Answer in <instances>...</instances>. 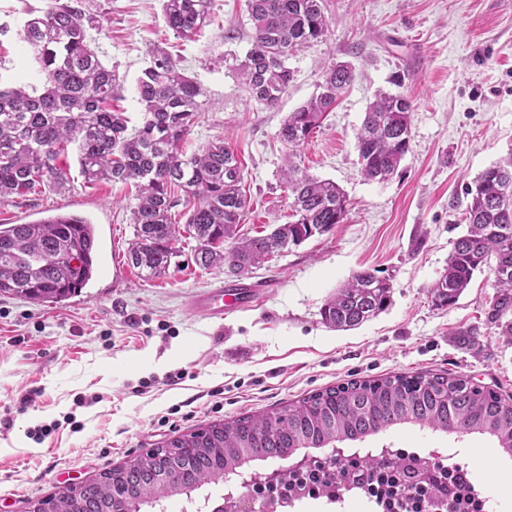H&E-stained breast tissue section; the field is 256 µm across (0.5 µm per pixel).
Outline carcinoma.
Instances as JSON below:
<instances>
[{
	"label": "carcinoma",
	"mask_w": 512,
	"mask_h": 512,
	"mask_svg": "<svg viewBox=\"0 0 512 512\" xmlns=\"http://www.w3.org/2000/svg\"><path fill=\"white\" fill-rule=\"evenodd\" d=\"M168 27L180 38L207 22L209 0H161ZM254 36L237 73L250 97L273 107L287 92L288 56L329 32L324 0H249ZM94 17L85 0H52L41 16L25 21L21 40L45 81L40 94L24 87L0 88V203L36 190L70 184L69 148L87 184L135 181V240L131 264L156 277L178 256L180 237L196 242L194 261L228 267L243 277L267 256L342 223L348 213L344 191L314 177L296 162L299 148L353 81L351 65L324 74L322 91L288 113L278 137L288 150L283 185L291 221L266 235L239 237L248 200L244 167L224 138L191 156L182 143L203 111L204 89L162 49L137 79L141 124L128 128L125 113L112 107L123 80L104 66L90 46ZM411 103L402 94L379 92L366 108L356 134L361 172L385 182L410 151ZM466 233L455 243L448 265L432 285L436 305L456 304L475 271L490 269L494 294L488 324L512 343V153L482 171L467 186ZM183 206L185 222L172 221ZM231 241L229 250L224 242ZM95 236L90 222L56 213L31 224H0V295L60 303L78 294L94 272ZM391 284L372 270L353 274L324 302L325 325L352 329L383 311ZM403 424L444 433L488 435L512 456V399L462 376L393 375L350 380L317 391L288 406L210 424L168 442L190 454L160 478L158 449L88 481L75 495L49 497L54 512H121L133 495L152 509L175 495L224 480L228 471L255 461L286 459L301 448H329Z\"/></svg>",
	"instance_id": "carcinoma-1"
}]
</instances>
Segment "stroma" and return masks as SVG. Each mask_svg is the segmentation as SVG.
Returning a JSON list of instances; mask_svg holds the SVG:
<instances>
[{
    "label": "stroma",
    "instance_id": "obj_1",
    "mask_svg": "<svg viewBox=\"0 0 512 512\" xmlns=\"http://www.w3.org/2000/svg\"><path fill=\"white\" fill-rule=\"evenodd\" d=\"M102 62L123 77L117 105L141 120L136 80L155 47L180 58L205 90L202 115L186 138L193 153L227 139L245 166L251 208L240 226L252 237L288 221L286 166L278 131L288 112L319 91L323 74L350 63L354 80L299 149L311 175L344 190L343 223L269 256L247 275L267 286L258 306L195 317L190 298L217 281L218 268L193 259L194 240L164 276L146 277L127 260L134 238L135 183L84 184L0 204V224H28L76 212L99 235L97 272L61 303L0 295V512H29L31 501L88 481L151 448L213 423L272 410L350 380L395 374L462 376L512 396V344L485 318L493 295L489 270L475 272L458 302L440 308L431 287L465 233V187L512 153V0H324L331 20L323 41L289 56L294 78L279 104L251 100L233 65L250 49L247 0H211L209 23L191 40L176 38L158 0H86ZM48 0H0V85L41 87L19 37ZM380 90L412 102L411 150L388 181L365 179L356 133ZM389 279L391 303L350 330L322 322L326 298L357 271ZM474 333L472 349L457 332ZM186 371L179 385L168 375ZM36 396L28 405L20 399ZM60 421L43 443L29 430ZM391 448L434 454L468 466L494 512H512L501 489L512 456L493 438L435 433L403 425L348 452Z\"/></svg>",
    "mask_w": 512,
    "mask_h": 512
}]
</instances>
